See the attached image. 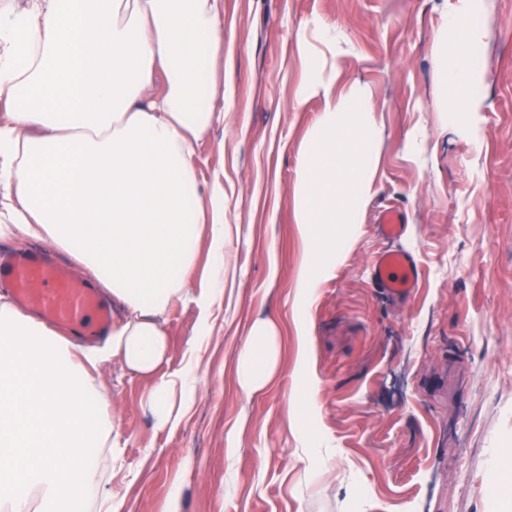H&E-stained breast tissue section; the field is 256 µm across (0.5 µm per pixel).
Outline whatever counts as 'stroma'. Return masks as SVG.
I'll use <instances>...</instances> for the list:
<instances>
[{"instance_id":"obj_1","label":"stroma","mask_w":512,"mask_h":512,"mask_svg":"<svg viewBox=\"0 0 512 512\" xmlns=\"http://www.w3.org/2000/svg\"><path fill=\"white\" fill-rule=\"evenodd\" d=\"M448 0H224V123L195 148L238 226L232 274L201 336L194 303L173 306L163 372L197 362V395L156 429L152 378L102 364L118 402L121 454L103 474L119 512H512V0H482L481 106L434 104ZM336 28L337 88L375 104L377 171L353 238L298 319L308 248L295 219L300 151L323 110L310 61ZM406 214L418 265L410 300L372 274L383 206ZM275 320L282 366L246 396L231 362L250 324ZM304 328H297V321ZM306 348L308 359L298 362ZM313 395L302 410L297 399ZM322 440L335 473L294 454Z\"/></svg>"}]
</instances>
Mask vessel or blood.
I'll return each instance as SVG.
<instances>
[{"label":"vessel or blood","instance_id":"1","mask_svg":"<svg viewBox=\"0 0 512 512\" xmlns=\"http://www.w3.org/2000/svg\"><path fill=\"white\" fill-rule=\"evenodd\" d=\"M376 228L382 238L400 239L405 231L403 210L394 206L382 209ZM373 267L376 283L388 296L404 301L410 298L418 281L411 254L402 249L380 251ZM3 281L12 287L20 305L36 307L44 320L65 327L71 335L92 339L110 327V310L96 290L42 254L25 249L0 254Z\"/></svg>","mask_w":512,"mask_h":512}]
</instances>
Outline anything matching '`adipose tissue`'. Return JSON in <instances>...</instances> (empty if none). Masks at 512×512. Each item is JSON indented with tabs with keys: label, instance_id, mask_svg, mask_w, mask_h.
Returning <instances> with one entry per match:
<instances>
[{
	"label": "adipose tissue",
	"instance_id": "adipose-tissue-1",
	"mask_svg": "<svg viewBox=\"0 0 512 512\" xmlns=\"http://www.w3.org/2000/svg\"><path fill=\"white\" fill-rule=\"evenodd\" d=\"M479 0L449 9L437 56L446 112L478 100ZM224 0H23L0 10V239L30 237L72 255L122 315L86 347L0 294V512H116L98 492V449L115 447L92 414L109 399L91 367L117 361L154 378L143 403L157 429L190 408L192 370L162 372L163 317L192 301L209 319L224 298L232 228L224 189L202 188L194 146L224 120ZM324 110L299 159L296 222L309 259L307 310L320 270L345 247L371 196L378 129L358 90L335 93L336 67L311 62ZM211 273L195 287L201 236ZM276 322H253L234 356L248 396L279 373Z\"/></svg>",
	"mask_w": 512,
	"mask_h": 512
}]
</instances>
